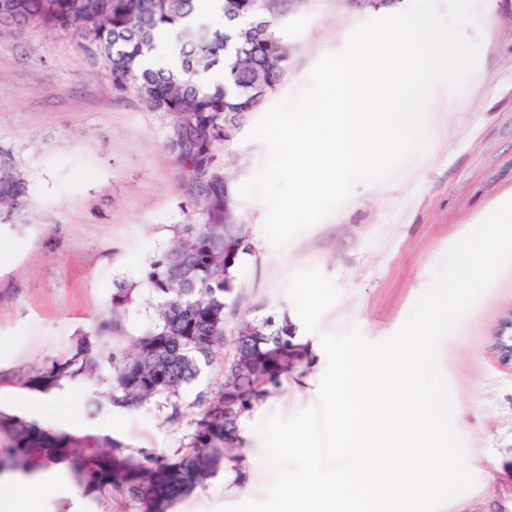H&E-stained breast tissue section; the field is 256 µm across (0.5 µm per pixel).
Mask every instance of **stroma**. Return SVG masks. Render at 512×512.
Segmentation results:
<instances>
[{
  "label": "stroma",
  "mask_w": 512,
  "mask_h": 512,
  "mask_svg": "<svg viewBox=\"0 0 512 512\" xmlns=\"http://www.w3.org/2000/svg\"><path fill=\"white\" fill-rule=\"evenodd\" d=\"M407 5L292 0L276 21L288 44L284 78L218 150L231 206L252 244L225 298L227 330L267 316L285 320L319 360L324 333L356 328L369 341H383L405 322L449 248L480 216L512 199V0H477L481 25L464 29L481 42L477 69L462 93L435 88L429 150L392 180L358 184L338 210L281 248L265 236L266 205L240 195L267 154L247 137L259 118L305 88L313 65L342 49L356 27ZM167 136L165 115L146 111L133 94L117 95L109 72L91 64L71 35L24 28L0 36V147L10 149L28 179L27 206L0 223V402L30 396L28 377L80 342L97 355L115 346L128 351L143 333L156 302L146 269L189 208ZM119 288L132 289L133 298L123 310V334L112 335L102 326ZM511 318L512 264L441 344L440 366L461 416L455 428L478 481L442 512H512V364L494 348ZM234 353L225 343L182 392L183 403L212 396ZM101 373L99 381H64L63 430L100 439L110 426L115 439L174 457L193 431V413L169 422L164 400L156 398L115 419L109 366ZM321 377L312 366L283 379L241 425L315 405ZM224 501L219 473L173 512H218ZM41 512L137 506L67 480Z\"/></svg>",
  "instance_id": "stroma-1"
}]
</instances>
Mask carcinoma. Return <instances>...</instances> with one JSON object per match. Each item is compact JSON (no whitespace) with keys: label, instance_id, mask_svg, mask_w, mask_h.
<instances>
[{"label":"carcinoma","instance_id":"1","mask_svg":"<svg viewBox=\"0 0 512 512\" xmlns=\"http://www.w3.org/2000/svg\"><path fill=\"white\" fill-rule=\"evenodd\" d=\"M224 29L194 27L190 19L197 0H0V35L30 28L70 34L90 59H100L117 94L132 93L149 112H163L180 125L190 150L178 166L179 183L192 203L173 245L149 263L145 277L160 298L145 331L130 352L106 356L112 406L129 409L153 398L170 407L169 421L182 415L181 390L195 381L202 367L216 358L225 342V294L231 291L235 261L224 255V198L229 184L217 151L230 138L227 113L250 112L259 105L248 89L258 73L270 90L280 84L287 56L279 36L250 40L236 35L240 22L254 13L256 0H220ZM180 28L182 43L175 68L142 65L157 35ZM224 66L234 88L206 79ZM28 184L7 148L0 147V221H8L27 204ZM265 337L237 346V365L210 397L199 396L196 427L180 461L171 463L148 448H132L112 439L51 433L34 421L0 412V474L41 471L66 464L77 486L91 487L139 503L143 512H170L190 494L201 477L218 472L224 460L239 461L233 450L244 447L239 427L234 448L224 447V398L235 412L250 410L282 384V378L307 365L303 359L288 368V359L267 358L282 339L279 327ZM96 369L91 348L84 345L27 382L47 392L65 379L87 376Z\"/></svg>","mask_w":512,"mask_h":512}]
</instances>
